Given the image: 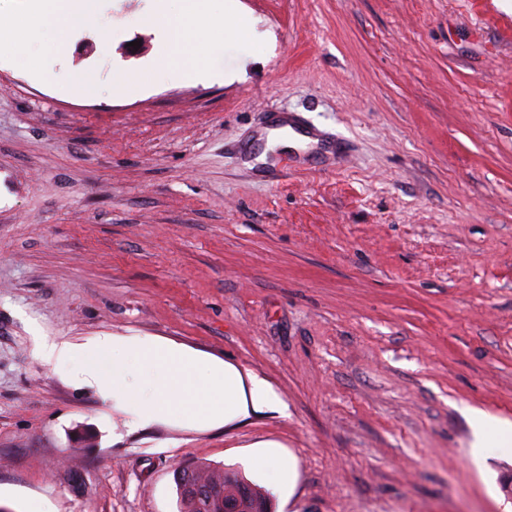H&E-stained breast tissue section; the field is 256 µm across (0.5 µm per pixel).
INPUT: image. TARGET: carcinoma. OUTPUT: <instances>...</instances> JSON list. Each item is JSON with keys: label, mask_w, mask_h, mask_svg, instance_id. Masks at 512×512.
<instances>
[{"label": "carcinoma", "mask_w": 512, "mask_h": 512, "mask_svg": "<svg viewBox=\"0 0 512 512\" xmlns=\"http://www.w3.org/2000/svg\"><path fill=\"white\" fill-rule=\"evenodd\" d=\"M177 512H222L224 496L238 512H271V497L237 473L209 465L174 470Z\"/></svg>", "instance_id": "carcinoma-1"}]
</instances>
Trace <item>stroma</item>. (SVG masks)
Segmentation results:
<instances>
[{
  "label": "stroma",
  "instance_id": "1",
  "mask_svg": "<svg viewBox=\"0 0 512 512\" xmlns=\"http://www.w3.org/2000/svg\"><path fill=\"white\" fill-rule=\"evenodd\" d=\"M151 0H109L35 73L0 55V507L176 512L173 470L273 512H504L466 408L512 423V0H239L218 79L150 71ZM93 74L97 94L64 80ZM317 131L272 149L277 118ZM265 156V165L256 157ZM170 340L264 377L248 423L132 430L41 339ZM250 467L265 476L270 485L276 489L288 486V492L292 491L296 484L294 467L289 463L288 471L281 468L278 456L272 451H258L249 460Z\"/></svg>",
  "mask_w": 512,
  "mask_h": 512
}]
</instances>
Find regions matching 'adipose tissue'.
<instances>
[{
    "label": "adipose tissue",
    "mask_w": 512,
    "mask_h": 512,
    "mask_svg": "<svg viewBox=\"0 0 512 512\" xmlns=\"http://www.w3.org/2000/svg\"><path fill=\"white\" fill-rule=\"evenodd\" d=\"M167 2L153 0L149 16L163 36L157 75L168 74L179 63L195 77H210L202 63L205 56L223 48L225 39L250 38L249 23L236 0H225L218 12L212 9V0H182L176 15L168 11ZM104 7L105 0H23L19 11L0 14V52L29 46L41 34L48 42L62 43L75 27L101 28ZM37 355L57 366L83 359L86 378L100 387L104 399L127 409L133 429L163 421L204 428L287 409L264 378L208 361L173 343L99 336L80 346L45 342ZM466 414L476 465L493 456H512V424L472 408Z\"/></svg>",
    "instance_id": "1"
}]
</instances>
